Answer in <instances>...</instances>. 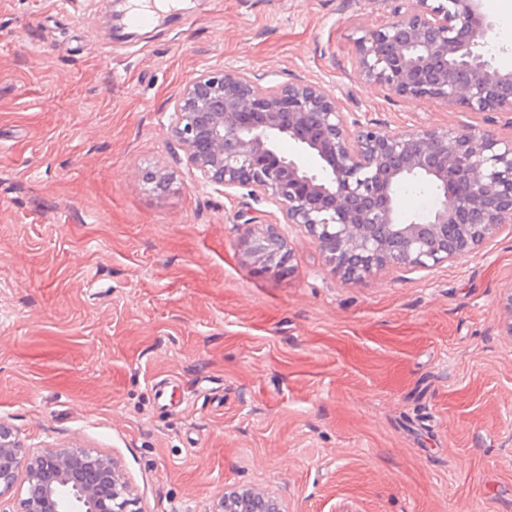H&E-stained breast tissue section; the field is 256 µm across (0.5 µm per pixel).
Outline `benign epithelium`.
<instances>
[{
	"mask_svg": "<svg viewBox=\"0 0 512 512\" xmlns=\"http://www.w3.org/2000/svg\"><path fill=\"white\" fill-rule=\"evenodd\" d=\"M392 20L354 39V69L390 95L512 115V71L488 50L494 22L479 0H387ZM172 137L208 184L244 188L277 207L241 247L264 273L289 272L279 225L303 227L327 265L359 283L399 268L429 270L512 230V138L473 125L386 131L349 119L316 83L272 87L238 69L203 71L183 89ZM293 140L316 160L276 150ZM431 185L439 203L404 219L400 189ZM24 475L25 487L17 486ZM112 459L80 448L28 452L0 422V512H133Z\"/></svg>",
	"mask_w": 512,
	"mask_h": 512,
	"instance_id": "7a95c632",
	"label": "benign epithelium"
}]
</instances>
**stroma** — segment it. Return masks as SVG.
Here are the masks:
<instances>
[{
	"label": "stroma",
	"instance_id": "stroma-1",
	"mask_svg": "<svg viewBox=\"0 0 512 512\" xmlns=\"http://www.w3.org/2000/svg\"><path fill=\"white\" fill-rule=\"evenodd\" d=\"M118 8L0 0V422L30 451L112 458L139 512L234 490L279 512H512V233L352 284L285 224L292 270L262 274L241 226L276 206L203 183L170 133L182 89L228 67L391 131L484 115L354 74L383 0H182L130 36ZM481 10L512 70V0Z\"/></svg>",
	"mask_w": 512,
	"mask_h": 512
}]
</instances>
